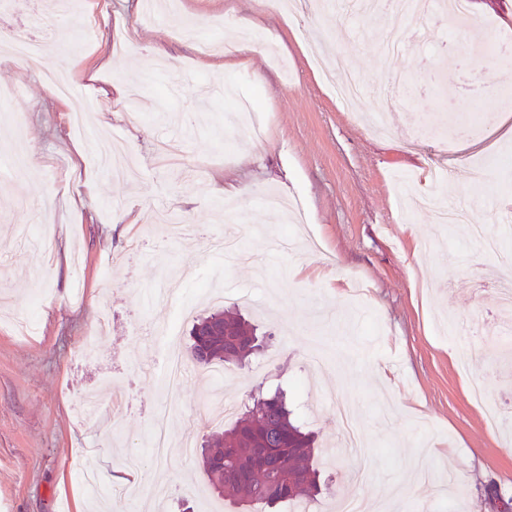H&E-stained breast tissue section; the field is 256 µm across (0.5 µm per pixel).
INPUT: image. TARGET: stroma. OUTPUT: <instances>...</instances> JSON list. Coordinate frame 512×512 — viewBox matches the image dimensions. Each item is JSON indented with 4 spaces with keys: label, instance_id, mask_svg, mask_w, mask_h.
<instances>
[{
    "label": "stroma",
    "instance_id": "1",
    "mask_svg": "<svg viewBox=\"0 0 512 512\" xmlns=\"http://www.w3.org/2000/svg\"><path fill=\"white\" fill-rule=\"evenodd\" d=\"M483 3L460 22L424 5L384 63V18L342 0L312 12L180 0L151 19L139 0H78L64 17L47 0H0V27L33 13L62 36L47 61L0 66V163L16 145L29 156L20 180L0 177V512H242L202 472L199 448L219 429L207 414L276 389L317 435L328 487L315 512L354 495L381 512H504L486 489L512 499V409L492 426L470 389L485 379L512 406L493 288L512 271V61L474 60L465 43L472 26L512 43V0ZM334 60L363 86L354 103L326 78ZM48 62L74 75L77 98L44 82ZM398 77L412 93L383 135L367 123L372 90ZM242 101L262 138L236 121ZM79 103L125 147L134 179L100 169L95 141L71 127ZM404 181L466 206L467 223L437 224L404 201ZM267 191L293 203L294 223L264 210ZM159 210L209 238L247 228L250 260L225 264L190 236L160 242L148 229ZM211 289L270 341L221 381L190 369L170 394L166 351L185 352ZM468 315L484 318L481 334L449 335L445 321ZM103 316L97 355L81 358ZM318 338L328 363L314 368ZM88 391L105 407L97 431L76 416ZM336 400L354 409L357 451L336 445ZM158 413L165 463L150 448Z\"/></svg>",
    "mask_w": 512,
    "mask_h": 512
}]
</instances>
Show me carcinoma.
<instances>
[{
  "label": "carcinoma",
  "instance_id": "1",
  "mask_svg": "<svg viewBox=\"0 0 512 512\" xmlns=\"http://www.w3.org/2000/svg\"><path fill=\"white\" fill-rule=\"evenodd\" d=\"M257 349L253 326L237 313L216 310L190 331L189 358L201 369L243 366ZM314 443L275 392L253 398L232 427L212 435L201 448L202 468L220 495L249 507L308 504L321 492Z\"/></svg>",
  "mask_w": 512,
  "mask_h": 512
}]
</instances>
